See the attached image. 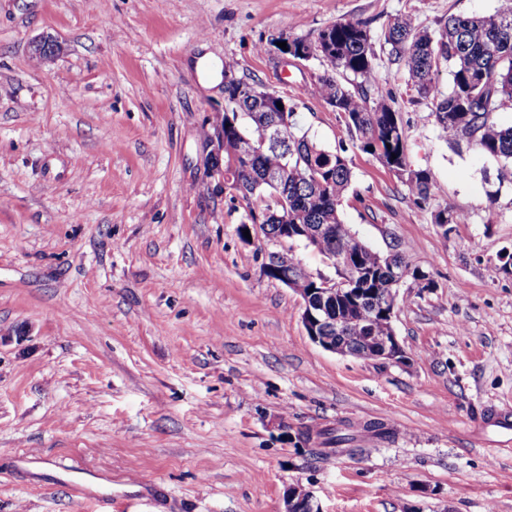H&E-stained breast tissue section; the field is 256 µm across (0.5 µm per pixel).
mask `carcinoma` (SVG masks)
Wrapping results in <instances>:
<instances>
[{
	"label": "carcinoma",
	"instance_id": "obj_1",
	"mask_svg": "<svg viewBox=\"0 0 512 512\" xmlns=\"http://www.w3.org/2000/svg\"><path fill=\"white\" fill-rule=\"evenodd\" d=\"M379 40L393 61L403 67L406 87L430 100L434 123L448 141L465 140L482 154L512 164V126L497 124L495 114L512 106V7L489 15H450L433 31L417 30L407 15H397L381 29ZM314 43L336 75L324 74L313 88L333 111L344 115L353 143L404 178L408 194L417 205L436 197L437 183L428 169L410 167L407 136L400 113L381 103L369 104L375 81V52L370 32L361 22H336L322 29ZM443 66L450 81L442 89L435 81ZM259 87L224 70V112L211 127H224V171L232 175L231 187L246 201L241 224H259L264 237L283 232L297 236L320 224L332 235L313 242L318 252L335 249L349 259L335 268L336 280L350 269L363 276L356 287L367 293L325 303L327 314L349 324L332 332L341 337L347 352L367 359L365 336H388L390 322L381 314L380 297L373 288L395 287V279L410 274L399 253L383 255L355 237L340 215L341 201L351 182L346 148L326 149L301 132L294 106L283 113L258 99ZM283 128L282 136L271 130ZM288 201V209L279 205ZM466 215L439 207L432 223L448 233V225L463 224ZM278 268L301 270L293 247L275 253Z\"/></svg>",
	"mask_w": 512,
	"mask_h": 512
}]
</instances>
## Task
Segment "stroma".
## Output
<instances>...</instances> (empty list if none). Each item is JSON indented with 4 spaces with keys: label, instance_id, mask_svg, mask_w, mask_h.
Returning a JSON list of instances; mask_svg holds the SVG:
<instances>
[{
    "label": "stroma",
    "instance_id": "35a3bbf8",
    "mask_svg": "<svg viewBox=\"0 0 512 512\" xmlns=\"http://www.w3.org/2000/svg\"><path fill=\"white\" fill-rule=\"evenodd\" d=\"M512 0H0V512H284L290 486L320 512H512V180L440 138L386 49L371 102L400 112L401 177L349 145L342 114L284 64L278 36L337 21L378 35L399 14L434 29ZM53 40L50 58L36 42ZM210 54L286 97L322 147L346 145L341 212L420 280L398 291L399 362L322 348L300 297L269 278L263 234L222 193L204 140L224 89ZM496 203H489V194ZM354 434L350 451L329 433ZM195 70L203 78L206 87L215 86L221 81V64L209 54L198 56L194 62Z\"/></svg>",
    "mask_w": 512,
    "mask_h": 512
}]
</instances>
